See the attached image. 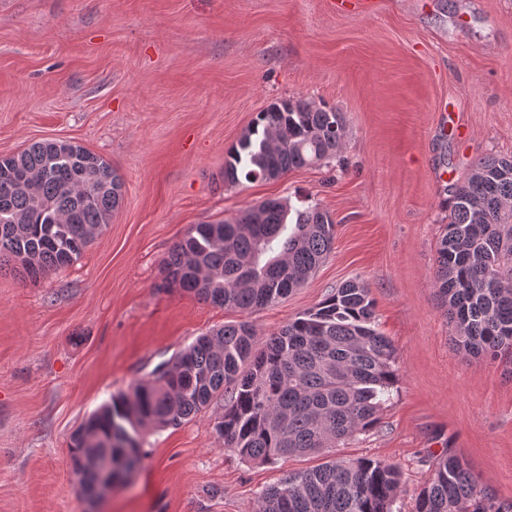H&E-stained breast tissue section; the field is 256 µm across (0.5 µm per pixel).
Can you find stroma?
I'll return each mask as SVG.
<instances>
[{"instance_id":"stroma-1","label":"stroma","mask_w":512,"mask_h":512,"mask_svg":"<svg viewBox=\"0 0 512 512\" xmlns=\"http://www.w3.org/2000/svg\"><path fill=\"white\" fill-rule=\"evenodd\" d=\"M305 96L345 120L339 158L228 186L224 160L270 102ZM67 139L122 177L110 224L68 268L0 275V512H87L69 438L113 394L196 337L249 321L259 338L357 280L394 345L376 426L334 448L404 476L453 449L512 505V370L457 349L434 287L456 184L512 157V0H0V157ZM280 199L336 222L301 288L250 314L161 289L193 225ZM206 412L147 431L143 468L101 512H255L308 458L239 460Z\"/></svg>"}]
</instances>
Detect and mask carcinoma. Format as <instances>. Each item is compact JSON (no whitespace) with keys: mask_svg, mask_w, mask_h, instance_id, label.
<instances>
[{"mask_svg":"<svg viewBox=\"0 0 512 512\" xmlns=\"http://www.w3.org/2000/svg\"><path fill=\"white\" fill-rule=\"evenodd\" d=\"M344 118L304 96L258 112L227 152L224 183L326 164L341 151ZM54 141L0 158V271L36 279L76 262L112 219L123 183L81 145L49 163ZM512 159L487 157L455 188L437 252L436 297L455 344L512 357ZM335 223L318 205L260 201L230 219L196 224L164 262L161 288L253 312L304 286L331 251ZM395 348L377 329L375 301L350 281L261 340L247 322L197 337L146 380L111 397L72 434L76 491L101 469L121 479L145 459L143 431L178 426L228 395L215 432L243 460L267 464L322 454L373 428L397 383ZM400 469L373 458L330 459L261 491L257 512H393ZM413 512H512L477 488L445 448Z\"/></svg>","mask_w":512,"mask_h":512,"instance_id":"carcinoma-1","label":"carcinoma"}]
</instances>
